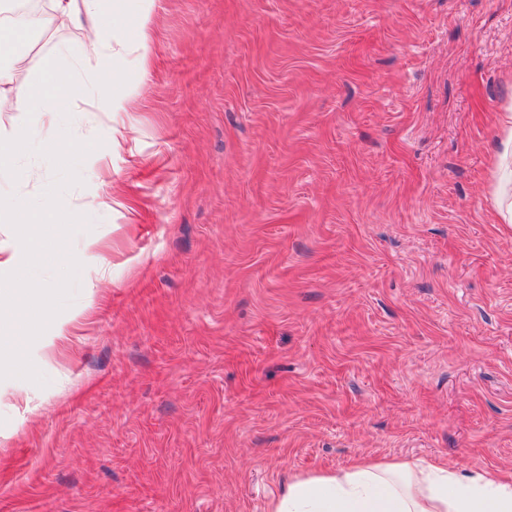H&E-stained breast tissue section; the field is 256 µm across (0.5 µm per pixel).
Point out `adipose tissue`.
Returning a JSON list of instances; mask_svg holds the SVG:
<instances>
[{
	"label": "adipose tissue",
	"mask_w": 512,
	"mask_h": 512,
	"mask_svg": "<svg viewBox=\"0 0 512 512\" xmlns=\"http://www.w3.org/2000/svg\"><path fill=\"white\" fill-rule=\"evenodd\" d=\"M153 0H51L57 17L85 22L77 57L101 60L129 56L130 74L121 76L123 93L104 98L95 78L75 81L55 64H44L38 83H15L0 71V112H67L75 100L98 104L100 111L124 112L131 95L145 85L151 71ZM507 134L496 154L492 176L495 205L502 223L512 224V114L504 117ZM268 512H512V478L487 477L427 463L358 461L330 474L296 476L270 501Z\"/></svg>",
	"instance_id": "adipose-tissue-1"
}]
</instances>
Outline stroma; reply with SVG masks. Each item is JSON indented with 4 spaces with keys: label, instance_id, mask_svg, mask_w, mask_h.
Wrapping results in <instances>:
<instances>
[{
    "label": "stroma",
    "instance_id": "obj_1",
    "mask_svg": "<svg viewBox=\"0 0 512 512\" xmlns=\"http://www.w3.org/2000/svg\"><path fill=\"white\" fill-rule=\"evenodd\" d=\"M42 18L15 81L120 92L123 59ZM152 26L128 111L0 112L96 144L47 383L0 380V512H267L360 458L512 475V0H156ZM15 165L1 194L54 178ZM503 122L508 125L505 138L501 141V148L497 151L493 165L492 176L496 183L495 205L499 212L501 223L512 224V195L507 192L508 185L512 186V168L510 169L504 161L510 155L512 157V114L504 116Z\"/></svg>",
    "mask_w": 512,
    "mask_h": 512
}]
</instances>
